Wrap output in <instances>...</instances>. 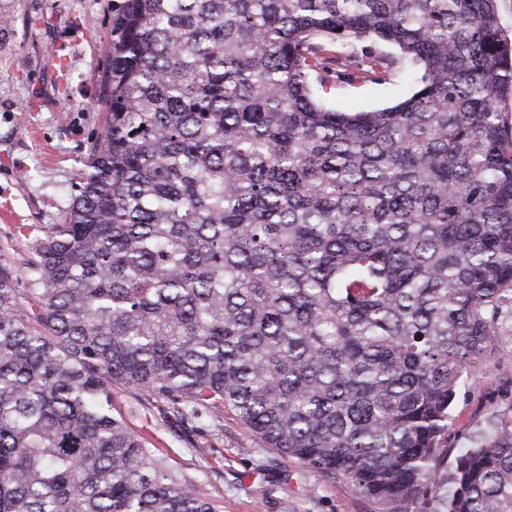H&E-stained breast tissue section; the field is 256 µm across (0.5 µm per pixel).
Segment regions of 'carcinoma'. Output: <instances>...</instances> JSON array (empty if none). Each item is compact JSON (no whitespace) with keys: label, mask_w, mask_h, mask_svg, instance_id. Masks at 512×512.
Here are the masks:
<instances>
[{"label":"carcinoma","mask_w":512,"mask_h":512,"mask_svg":"<svg viewBox=\"0 0 512 512\" xmlns=\"http://www.w3.org/2000/svg\"><path fill=\"white\" fill-rule=\"evenodd\" d=\"M398 60L395 105L315 97ZM101 84L65 223L0 266V512H218L117 385L392 512H512V417L437 471L512 306L497 0H112Z\"/></svg>","instance_id":"obj_1"}]
</instances>
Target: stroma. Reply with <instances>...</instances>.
I'll return each mask as SVG.
<instances>
[{"instance_id":"35a3bbf8","label":"stroma","mask_w":512,"mask_h":512,"mask_svg":"<svg viewBox=\"0 0 512 512\" xmlns=\"http://www.w3.org/2000/svg\"><path fill=\"white\" fill-rule=\"evenodd\" d=\"M112 0H0V196L15 197L16 222L0 221V265L22 270L33 240L62 223L79 193L86 148L99 132L98 79L107 64ZM404 72L390 82L336 79L315 92L329 108L368 111L405 98ZM26 232H18L17 224ZM117 390L114 402L130 427L148 436L196 479L219 512H388L354 487L329 482L298 459L249 442L232 416L223 429L194 432L166 421L160 404ZM512 412V316L495 356L465 374L453 408L448 476L458 455ZM210 446L208 461L192 450Z\"/></svg>"}]
</instances>
